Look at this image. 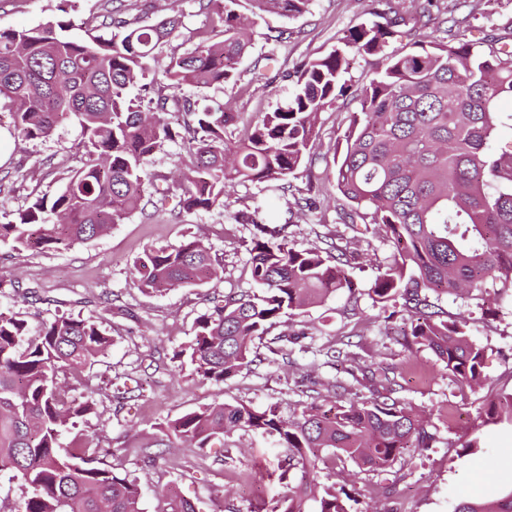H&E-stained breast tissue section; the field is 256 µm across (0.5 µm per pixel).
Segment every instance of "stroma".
Wrapping results in <instances>:
<instances>
[{
    "label": "stroma",
    "mask_w": 512,
    "mask_h": 512,
    "mask_svg": "<svg viewBox=\"0 0 512 512\" xmlns=\"http://www.w3.org/2000/svg\"><path fill=\"white\" fill-rule=\"evenodd\" d=\"M126 17L154 22L178 11L182 25L150 64L152 76H161L173 52L190 46L194 32L217 27L216 15L203 10L199 0H123ZM449 16H469L473 38L491 31H512V0H443ZM106 0H0V29L33 28L57 20L81 25L104 13ZM372 0H313L305 15L291 20L266 16L257 19L253 44L237 65V84L217 85L186 94L203 103L230 104L238 125L254 122L285 97L292 84L281 81L264 88L251 84L255 65L273 55V68L291 72L300 62L316 58L336 45L351 26L368 18ZM288 26L297 38L274 47L264 35L268 28ZM375 58L354 56L349 65V90L339 110L322 113L314 141L311 193L316 207L296 218L289 233L298 248L323 246L325 238L353 252L349 274L363 295L357 315H344L345 298L330 296L323 304L288 316L277 331H300L289 345L288 360L250 366L235 377L215 382L202 379L181 350L196 332V320L214 294L251 289L248 244L253 227L233 219L238 210L262 205L286 210V199L275 188L248 183L237 186L227 209H214L172 219L158 214L145 219L136 214L114 225L105 235L67 249L15 250L0 241V312L27 322L30 334L42 323L61 315L96 321L111 338L107 351L94 359L81 377L70 380V395L92 390L97 405L78 418L61 436L92 440L100 461L114 464L119 476L134 480L144 512H156L159 498L170 490L192 502L198 512H252L257 502L272 507L287 494L279 480L283 452L273 438L237 432L205 448H167L162 431L182 415L211 405L243 402L257 407L278 406L290 416L315 402L331 407L327 394L313 391V380L353 384L361 368L383 363L393 368L401 386L399 395L420 412L434 436L426 450L407 449L385 470L360 473L356 500L350 512H455L464 501L486 489L512 485V426L487 424L486 404L512 391V299L488 289L468 302L442 296L452 316L469 321L472 339L485 349L482 387L456 384L444 363L429 350H406L402 327L388 323L367 294L390 248L379 229L356 233L337 223L348 203L326 176L333 168L337 139L348 116L358 109L356 94L374 76ZM0 131L12 142L9 159L0 164V213L25 206L41 195H53L70 163L66 156L80 140L75 123L59 126L43 140H30L15 130L9 112L0 111ZM199 238L221 260L220 278L197 286L147 293L133 284L134 264L144 249ZM111 294L115 308L104 311L102 298ZM344 349L347 359L335 362L329 350ZM479 439L478 451L465 452L470 439Z\"/></svg>",
    "instance_id": "1"
}]
</instances>
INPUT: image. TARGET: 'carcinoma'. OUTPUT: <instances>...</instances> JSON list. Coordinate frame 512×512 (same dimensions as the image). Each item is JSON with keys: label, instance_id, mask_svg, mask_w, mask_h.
Listing matches in <instances>:
<instances>
[{"label": "carcinoma", "instance_id": "obj_1", "mask_svg": "<svg viewBox=\"0 0 512 512\" xmlns=\"http://www.w3.org/2000/svg\"><path fill=\"white\" fill-rule=\"evenodd\" d=\"M200 0L222 27L170 57L164 81L143 83L156 50L175 32L177 13L151 24L122 17V6L83 22L86 31L113 27L105 40L74 38L60 21L30 29L0 30V109L30 140L45 139L61 124L81 127L79 165L53 196L33 200L0 224V240L14 248L36 243L66 248L99 237L140 213L160 212L170 195L181 213L226 207L238 185L277 182L296 207L315 202L298 197L297 177L317 136L321 113L346 95L348 57L377 56L375 76L360 90L343 142L336 143L332 172L337 190L350 203L341 224H377L392 255L380 268L368 296L386 319L400 316L410 331L404 346L424 347L461 385L480 387L484 349L470 337L466 321L448 316L433 297L470 299L485 288L512 293V153L493 146L496 105L512 99V43L484 50L468 37V17L452 21L436 11L438 0H413L415 20L432 28L428 40L401 52L386 51L398 21L378 8L350 27L323 55L301 63L291 75L288 97L237 132L235 114L220 104L199 105L177 94L236 80V63L252 41V17L274 14L293 19L310 0ZM452 22L448 41L434 33ZM170 112L184 114L172 126ZM179 143L186 156L157 200L145 199V184L163 179L147 170L150 157L166 143ZM153 211H147V207ZM257 235L249 249L256 294L215 295L210 312L197 320L191 344L181 352L205 380L223 382L264 357L254 341L282 317L347 295L345 311L357 306V289L346 267L351 256L335 243L298 249L290 224L258 206L233 215ZM223 266L201 241L148 248L135 264L137 286L152 293L201 285L218 278ZM23 319L0 313V472L22 482L27 497L21 512H142L138 488L96 465L97 449L86 440L60 442L69 421L91 412L95 392L68 400L58 377H76L110 345L87 319L57 317L28 338ZM374 389L359 400L351 387L331 384L336 398L328 413L316 403L285 419L276 408L243 403L215 404L168 425L166 436L204 448L235 430L276 437L285 454L281 478H300L288 488L278 512H349L346 490L322 487L319 465L348 460L361 471L387 468L407 448L433 440L424 419L398 396L384 367L371 371ZM488 422L512 424V392L500 393L484 409ZM156 512H196L174 493L162 496ZM457 512H512V489L458 505Z\"/></svg>", "mask_w": 512, "mask_h": 512}]
</instances>
